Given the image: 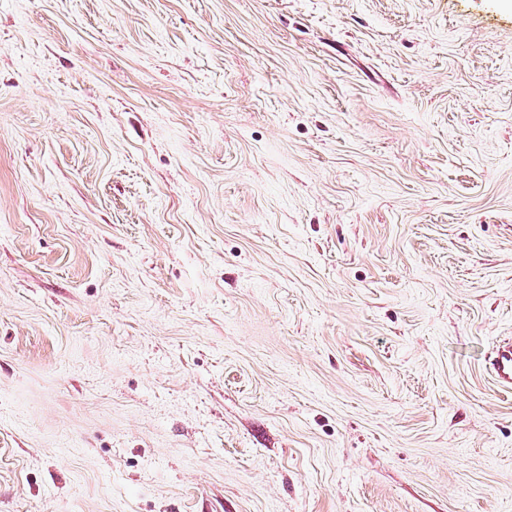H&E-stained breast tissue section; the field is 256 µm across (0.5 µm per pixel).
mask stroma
<instances>
[{
	"instance_id": "35a3bbf8",
	"label": "stroma",
	"mask_w": 512,
	"mask_h": 512,
	"mask_svg": "<svg viewBox=\"0 0 512 512\" xmlns=\"http://www.w3.org/2000/svg\"><path fill=\"white\" fill-rule=\"evenodd\" d=\"M512 0H0V512H512ZM487 370L503 390H512V339L495 344L486 360Z\"/></svg>"
}]
</instances>
